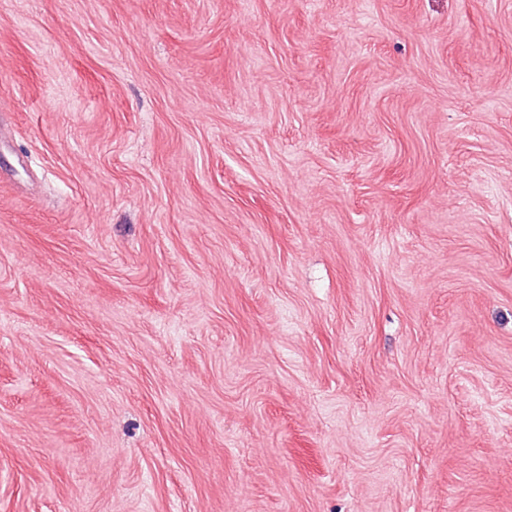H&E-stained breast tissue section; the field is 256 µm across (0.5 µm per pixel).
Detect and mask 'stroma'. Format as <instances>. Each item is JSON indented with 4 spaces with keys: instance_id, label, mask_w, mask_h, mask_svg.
Instances as JSON below:
<instances>
[{
    "instance_id": "1",
    "label": "stroma",
    "mask_w": 512,
    "mask_h": 512,
    "mask_svg": "<svg viewBox=\"0 0 512 512\" xmlns=\"http://www.w3.org/2000/svg\"><path fill=\"white\" fill-rule=\"evenodd\" d=\"M0 512H512V0H0Z\"/></svg>"
}]
</instances>
